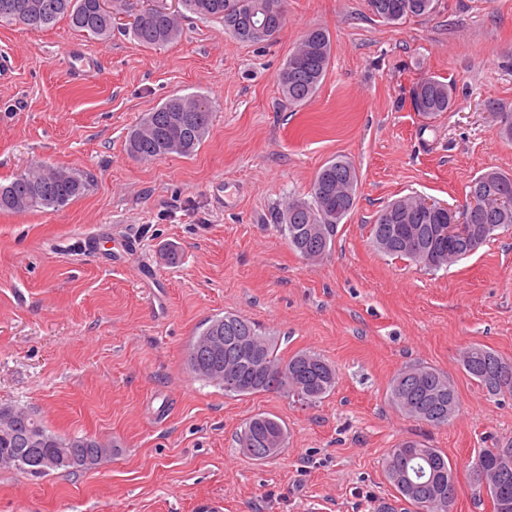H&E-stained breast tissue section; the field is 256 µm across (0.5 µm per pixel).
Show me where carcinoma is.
<instances>
[{"label":"carcinoma","instance_id":"carcinoma-1","mask_svg":"<svg viewBox=\"0 0 512 512\" xmlns=\"http://www.w3.org/2000/svg\"><path fill=\"white\" fill-rule=\"evenodd\" d=\"M0 0V22L33 28L46 27L65 18L70 28L84 35L108 37L112 17L95 8L96 0H13L16 8L7 9ZM188 12L205 20L224 24V30L240 42L259 44L275 39L284 28L287 0H180ZM438 0H367L371 13L390 24L407 17L430 14ZM129 30L134 39L148 47L165 46L181 35L179 14H132ZM332 41L327 29L308 30L288 55L278 74V86L288 107H301L316 95L330 65ZM451 85L427 77L412 88L411 103L416 112L432 120L451 109ZM498 113L500 137L512 141V107L489 104ZM180 112L191 120V131H183L169 117ZM211 119L208 100L201 95L176 96L148 113L129 134L127 151L137 159H155L169 154L189 156L205 137ZM91 173L58 170L34 165L23 169L13 179L0 184V212L24 213L58 210L86 195L92 186ZM358 176L353 165L338 158L316 174L307 199H294L277 213L276 223L288 239V245L307 260L323 256L332 245L338 224L354 207ZM480 191L487 198L485 224L475 239L448 242L435 231L436 222L428 212L439 207L420 196H405L387 204L372 227L373 243L383 254L417 262L429 270L448 267L474 253L499 230L512 229V210H502L497 196L512 194V174L492 171L479 175L469 185V193ZM243 336L262 350L270 377L248 371L242 355L205 360L198 354V344L205 336ZM188 370L198 379L224 389V394L247 396L276 391L295 396L291 385L303 387L300 401L312 403L330 393L338 383L336 367L323 357L300 351L284 360L276 345L254 322L233 313L215 316L200 327L186 351ZM467 376L491 395L512 394V376L503 384L498 373L512 372V361L482 345L468 346L462 357ZM236 369L245 383L227 388L217 374ZM288 374V380L273 384V375ZM389 396L395 406L414 420L429 426H445L459 411L458 395L447 374L429 366L405 368L392 379ZM281 437L279 448L287 445V433L274 417L256 415L238 437L239 446L256 460L265 456L255 452L268 433ZM96 439L87 435L61 437L50 431L30 410L0 404V463L21 462L23 471L35 477L53 472L75 473L94 468L103 459L119 453L118 446L96 450ZM476 462L487 468L485 489L492 512H512V439L496 441L482 448ZM385 476L396 491L392 499L378 503L376 512H451L455 499V476L448 456L438 448H429L419 440H404L390 449L383 459Z\"/></svg>","mask_w":512,"mask_h":512}]
</instances>
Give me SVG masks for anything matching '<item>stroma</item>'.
<instances>
[{
  "mask_svg": "<svg viewBox=\"0 0 512 512\" xmlns=\"http://www.w3.org/2000/svg\"><path fill=\"white\" fill-rule=\"evenodd\" d=\"M145 4L127 0L106 39L63 20L0 25V182L35 163L94 175L63 209L0 213V404L36 411L58 435L120 446L75 474L0 467V512H373L395 493L383 458L411 438L447 454L452 512H491L471 465L493 439L512 438V396L489 395L459 356L477 343L512 360V233L431 271L378 252L371 227L394 199L459 207L480 174H512V142L488 108L512 105V0H439L395 24L367 0H288L268 44L185 16L181 37L154 48L128 30ZM318 26L330 32V66L312 101L288 109L279 70ZM75 56L93 70L74 74ZM427 77L455 86L451 110L433 120L409 100ZM191 94L213 106L197 150L130 157L128 131ZM339 157L359 176L356 203L310 262L274 217ZM217 189L232 208L216 207ZM127 242L132 251L113 263ZM227 312L258 325L281 356L324 357L335 389L303 405L195 379L187 346ZM415 364L453 381L460 411L448 425L418 423L391 402L392 378ZM258 414L288 432L287 448L264 461L238 443Z\"/></svg>",
  "mask_w": 512,
  "mask_h": 512,
  "instance_id": "obj_1",
  "label": "stroma"
}]
</instances>
